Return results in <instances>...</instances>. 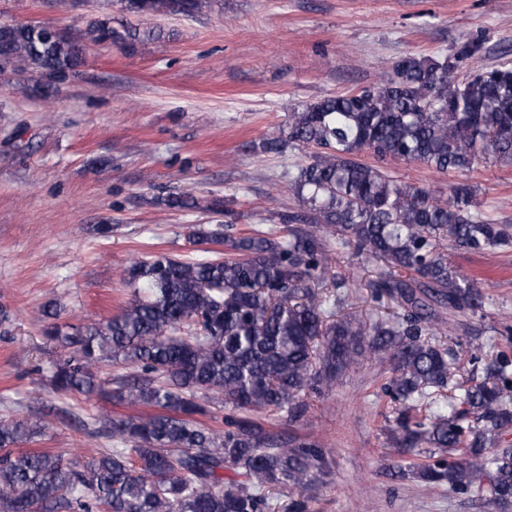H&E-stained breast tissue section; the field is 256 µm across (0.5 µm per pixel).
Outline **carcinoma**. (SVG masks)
I'll list each match as a JSON object with an SVG mask.
<instances>
[{
  "label": "carcinoma",
  "instance_id": "obj_1",
  "mask_svg": "<svg viewBox=\"0 0 512 512\" xmlns=\"http://www.w3.org/2000/svg\"><path fill=\"white\" fill-rule=\"evenodd\" d=\"M120 4L144 16L195 15L209 0ZM143 39L107 15L77 38L4 22L0 74H37L34 92L47 98L85 63L88 43L133 49ZM481 51L466 39L452 58L405 57L373 86L303 105L290 113L288 132L260 142L265 152L287 144L311 150L288 184L306 211L280 216L309 228L226 238L222 259H137L127 272L134 295L120 314L47 325L51 341L78 354L55 364L58 394L105 395L147 412L90 415L82 423L88 436L110 438L113 447L81 469L46 451L14 453L46 435L43 417L1 419L0 512H271L284 491L288 512H310L308 490L328 468L326 451L281 437L257 415L300 416L302 391L330 386L367 353L393 363V442L426 454L408 466L411 475L430 490L446 485L511 505L512 448L498 447V437L512 427V359L497 355L484 382L459 388L427 415L419 403L448 386V348L427 339L442 329L444 311L487 315L481 286L448 263V246L512 247V224L486 216L465 182L449 185L444 198L384 170L391 161L456 174L487 160L512 165V66L455 75L456 62ZM329 235L383 264L372 287L399 312L327 320L342 303L334 290L315 293L317 273L333 260ZM106 363L135 376L103 377ZM217 401L232 411L222 431L199 421Z\"/></svg>",
  "mask_w": 512,
  "mask_h": 512
}]
</instances>
